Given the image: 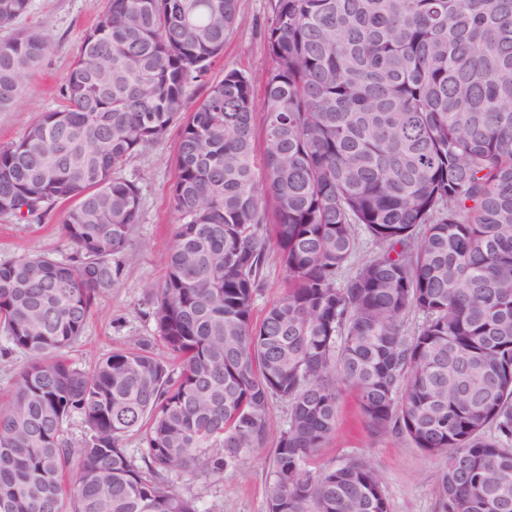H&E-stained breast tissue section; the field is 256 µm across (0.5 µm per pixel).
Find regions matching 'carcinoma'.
<instances>
[{
	"label": "carcinoma",
	"mask_w": 512,
	"mask_h": 512,
	"mask_svg": "<svg viewBox=\"0 0 512 512\" xmlns=\"http://www.w3.org/2000/svg\"><path fill=\"white\" fill-rule=\"evenodd\" d=\"M27 8L0 0V27ZM271 12L262 100L256 77L229 69L192 106L238 0H107L79 37L64 109L0 145V215L39 220L71 201L74 249L68 263H0V353L29 356L0 405V512H199L171 472L221 476L264 447L274 397L289 414L267 512H390L364 456L311 468L344 389L375 433L445 457L443 512H512V0ZM47 51L36 31L0 40V110ZM173 127L177 228L152 292L178 373L149 340L82 370L68 352L119 284L140 220V189L116 171ZM359 230L382 252L340 285ZM272 246L288 292L257 322Z\"/></svg>",
	"instance_id": "1"
}]
</instances>
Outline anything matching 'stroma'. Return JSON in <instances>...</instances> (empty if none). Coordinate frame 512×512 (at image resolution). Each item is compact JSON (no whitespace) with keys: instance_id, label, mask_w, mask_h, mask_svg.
Listing matches in <instances>:
<instances>
[{"instance_id":"stroma-1","label":"stroma","mask_w":512,"mask_h":512,"mask_svg":"<svg viewBox=\"0 0 512 512\" xmlns=\"http://www.w3.org/2000/svg\"><path fill=\"white\" fill-rule=\"evenodd\" d=\"M107 0H29L27 12L13 24L0 27V39L19 31H38L49 50L19 101L0 111V144L19 136L41 113L63 109L62 86L78 50V37L93 27ZM239 24L224 44V52L214 63L209 78L220 80L225 70L235 68L250 74H264L272 59L264 41V29L271 16L270 0H239ZM178 134L131 157L119 172L135 182L141 193L140 222L124 257L119 285L102 295L88 319L80 340L69 353L82 369H92L104 354L115 349H131L136 339H154L160 357L168 352L156 341L152 286L158 285L164 270L160 258L171 247L176 215L170 200L175 178ZM67 204L55 205L38 220L0 215V263L37 254L69 260L73 249L60 226ZM263 286L254 300V312L263 315L287 292L288 277L276 250H269L262 271ZM289 406L275 398L270 403L271 429L265 447L243 457L223 476L204 470L187 475L171 474L179 493L196 498L203 512H266L265 488L279 431L288 420ZM360 454L378 470L391 512H442L434 492V478L444 463L415 448L403 435L374 434L360 409L355 393L342 392L336 415V433L313 461L321 469L343 458Z\"/></svg>"}]
</instances>
